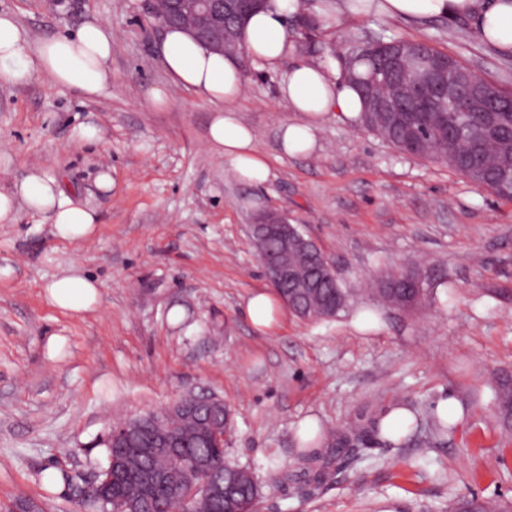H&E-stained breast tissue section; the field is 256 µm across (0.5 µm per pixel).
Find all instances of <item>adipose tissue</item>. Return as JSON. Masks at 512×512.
Returning a JSON list of instances; mask_svg holds the SVG:
<instances>
[{
	"mask_svg": "<svg viewBox=\"0 0 512 512\" xmlns=\"http://www.w3.org/2000/svg\"><path fill=\"white\" fill-rule=\"evenodd\" d=\"M296 4L297 0H266L242 30L253 62L262 69L283 72L278 94L293 117L280 125L279 137L288 155L314 151L316 132L329 118L354 124L363 110L355 86L345 79L336 59L296 60V46L286 27ZM314 14L327 28L341 19L372 14L415 22L464 20L481 42L498 52L512 53V0H367L363 7L355 0H317ZM161 53L176 82L207 100L226 102V109L211 121L209 139L220 146L232 173L247 184L267 181L270 171L256 151L251 129L229 107L241 93L238 59L209 51L180 29L165 31ZM111 56L112 34L98 20L86 21L76 33L57 35L33 47L15 17L0 13V82L21 83L41 72L86 98L103 97L112 88ZM21 202L46 219L57 238L79 242L96 229L95 211L76 204L58 180L45 172H31L13 189L0 191V223H14ZM44 295L54 307L80 313L98 305L100 285L72 272L49 281Z\"/></svg>",
	"mask_w": 512,
	"mask_h": 512,
	"instance_id": "1",
	"label": "adipose tissue"
}]
</instances>
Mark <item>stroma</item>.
<instances>
[{
  "label": "stroma",
  "instance_id": "1",
  "mask_svg": "<svg viewBox=\"0 0 512 512\" xmlns=\"http://www.w3.org/2000/svg\"><path fill=\"white\" fill-rule=\"evenodd\" d=\"M0 12L35 41L91 18L112 33L110 96L86 99L43 73L0 83V151L11 158L0 190L40 169L99 217L96 234L76 243L24 209L0 223V512H93L71 486L95 480L110 426L189 393L230 408L227 454L259 481L256 512H448L472 497L512 500V428L496 416L492 381L512 371V202L360 125L326 121L316 150L284 154L278 130L291 114L280 77L249 62L233 108L270 177L243 183L208 139L216 104L167 74L147 0H0ZM382 28L512 88V55L445 20L288 25L303 59L329 55L340 35ZM152 88L166 104L146 99ZM82 123L98 126L100 140L79 141ZM104 171L108 190L97 184ZM267 207L333 263L347 295L335 318L287 311L273 331L251 326L246 301L270 283L249 223ZM405 262L426 273L430 297L409 312L377 306L376 280ZM73 267L101 284L93 311L44 298V285ZM53 334L65 345L52 357ZM447 395L458 418L447 440H370L323 484L304 473L305 419L324 449L348 422L390 406L428 417Z\"/></svg>",
  "mask_w": 512,
  "mask_h": 512
}]
</instances>
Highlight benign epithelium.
I'll return each instance as SVG.
<instances>
[{"mask_svg": "<svg viewBox=\"0 0 512 512\" xmlns=\"http://www.w3.org/2000/svg\"><path fill=\"white\" fill-rule=\"evenodd\" d=\"M262 0H148V15L153 17V27L158 30L181 28L203 42L215 52L224 53V37L236 40L232 26H224L229 17L242 19ZM387 69L382 78L366 89V103L370 112H446L455 106L461 90L467 91L468 112H499L498 102L487 98L481 88L480 75L475 71L460 70L448 58H439L412 44L400 43L384 48ZM255 242L269 237L281 242V251L273 256L259 251L266 276L275 288L310 286V271L320 263H329L326 255L311 239H306L311 251L307 264L298 266L288 263V237L295 233L303 236L298 225L289 222L288 215L274 208L255 213L250 225ZM203 401L214 408L224 407V400L213 395L184 396L159 413L128 418L110 427L104 445L109 448H131L143 452L158 461L142 478V491L150 493L165 482L166 468L171 456H182L178 438L157 426L158 419L189 414L192 406ZM196 482L195 488L202 494L220 498L224 496V473L217 472L208 460L195 459L190 463ZM119 461L110 459L88 489L100 500L106 512H138L135 500L125 502L112 499L113 474L118 472Z\"/></svg>", "mask_w": 512, "mask_h": 512, "instance_id": "benign-epithelium-1", "label": "benign epithelium"}]
</instances>
